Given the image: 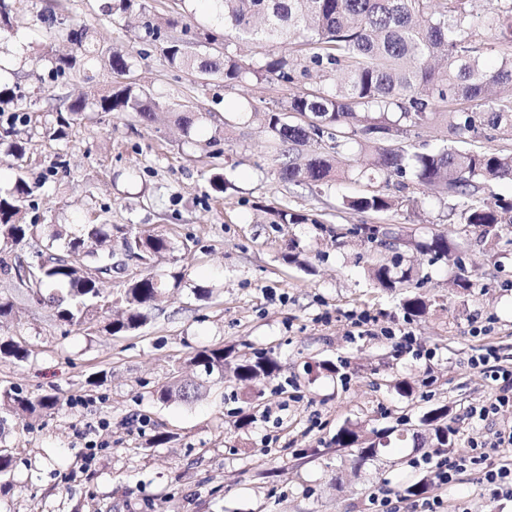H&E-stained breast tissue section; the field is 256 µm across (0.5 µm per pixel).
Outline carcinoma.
Returning <instances> with one entry per match:
<instances>
[{
  "label": "carcinoma",
  "mask_w": 512,
  "mask_h": 512,
  "mask_svg": "<svg viewBox=\"0 0 512 512\" xmlns=\"http://www.w3.org/2000/svg\"><path fill=\"white\" fill-rule=\"evenodd\" d=\"M479 0H214L224 25V37L281 44L292 38L311 48L309 63L322 76H336L331 93L298 95L286 111L311 115L320 122L313 127L292 123L280 112L266 116L268 128L280 145L292 151L314 141L341 151L355 141L375 146L378 155L375 174L368 180L393 184L399 195L374 191L351 197L344 204L358 212H387L409 197L402 194L405 179L437 187L450 198L463 200L460 223L474 229L480 241L494 244L505 227H512V198L499 197L494 203L484 194L490 184L512 182V154L462 148L479 130L488 127L504 137H512V56H503L495 67L485 64L475 41L471 19ZM143 0H108L102 12L125 17L143 14ZM487 26L512 47V0H489ZM181 28L182 36L167 40L164 56L176 68L193 69L209 75H222L226 82L250 77L289 83L293 80L288 56L268 52L258 63L247 64L224 52V59L198 50L200 34L180 26L174 16L157 17L144 23L147 36L156 40L163 29ZM57 32L66 36L73 50L66 55L45 51L42 60L51 64L56 76L75 72L84 80L95 81L93 70L101 64L116 77L127 75L132 56L93 42L86 26L70 20ZM57 116L53 134H64L70 117L87 112H132L139 121L151 123L158 105L133 83L118 84L105 92L93 89L54 107ZM442 113L451 116L450 143L426 152H412L408 146L390 148L385 143L405 138L409 128L427 124ZM335 158L315 152L303 159L288 157L281 163V179L311 189L331 182ZM37 186L23 177L7 190H0V277L10 280L13 296H0V318L12 314L17 302L51 303L55 318L67 326L94 327L104 303L120 309L104 330L121 336L140 330L169 281L152 272L155 263L173 250L168 237L152 229L129 225L85 224L80 234L68 232L60 224H36L26 220L23 203ZM48 237L66 240V250L52 248L38 253L41 268L30 273L25 256L5 251L1 245L18 247L31 240ZM143 266L138 274L122 281L112 297L102 295L98 270L107 274L115 250L112 237ZM431 260L448 258V238L434 234L424 241L407 240ZM375 284L389 291L401 290L400 304L405 315L421 317L429 301L412 290L408 272L387 265L373 269ZM29 351L12 337H0V360L23 361ZM189 363L200 369V376L184 379L157 391V399H187L213 376L224 378V368L245 388L275 378L280 370L277 359L267 353L239 360L232 348H205ZM60 408L50 396H27L11 389L0 390V427L7 417H32ZM456 430L448 425V408L430 409L412 431L414 447H429L443 453L455 442ZM333 443L352 449V461L376 457L368 446H361L360 431L347 425L336 432Z\"/></svg>",
  "instance_id": "cac0c4a2"
}]
</instances>
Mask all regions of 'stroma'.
<instances>
[{"label": "stroma", "instance_id": "1", "mask_svg": "<svg viewBox=\"0 0 512 512\" xmlns=\"http://www.w3.org/2000/svg\"><path fill=\"white\" fill-rule=\"evenodd\" d=\"M104 2L67 0L65 14L101 47L146 52L129 79L159 103V120L93 112L63 138L50 137L53 106L85 85L51 77L40 60L48 33L36 15L51 0H12L15 27L0 40V80L13 85L15 99L0 103V144L22 139L28 164L15 168L0 151V187L19 175L37 184L24 207L41 224L76 228L98 219L155 229L174 243L155 273L181 270L185 278L132 336L65 326L50 306L28 302L0 324V336L21 337L30 350L25 361H0V388L61 402L36 420L9 419L13 466L0 486V512H371V495H396L419 478L411 462L422 451L394 443L354 469L332 442L341 427L414 428L444 405L457 430L449 450L456 457L512 428L510 406L484 421L467 417L493 393L472 359L491 350L512 364V246L480 242L445 195L416 181L411 206L382 215L348 210L345 198L366 190L358 172L372 161L370 150L337 155L328 185L282 182L280 146L264 115L283 111L293 96L330 89L331 80L314 71L291 83L228 84L170 67L162 42L143 39L141 19L104 15ZM147 6L156 16L181 13L211 33L213 55L229 50L255 62L266 52L225 39L211 0ZM186 108L203 115L189 141L174 122ZM217 171L228 182L218 198L209 184ZM280 209L305 220L281 222ZM362 224L418 240L440 233L453 253L437 262L410 248L396 253L356 233ZM395 261L420 282L430 302L425 317L406 319L399 295L372 281V267ZM464 270L475 280L465 293L454 286ZM353 311L376 317L372 335H355ZM222 346L278 359L281 370L261 385L259 401L227 378L210 379L194 399L157 400L162 386L188 374L192 353ZM324 360L339 364V373L308 372ZM396 381L407 382L410 394L396 392ZM244 414L253 421L241 429ZM161 431L169 441L153 445ZM428 493L441 495L450 512H512V497L491 498L472 470L458 485Z\"/></svg>", "mask_w": 512, "mask_h": 512}]
</instances>
